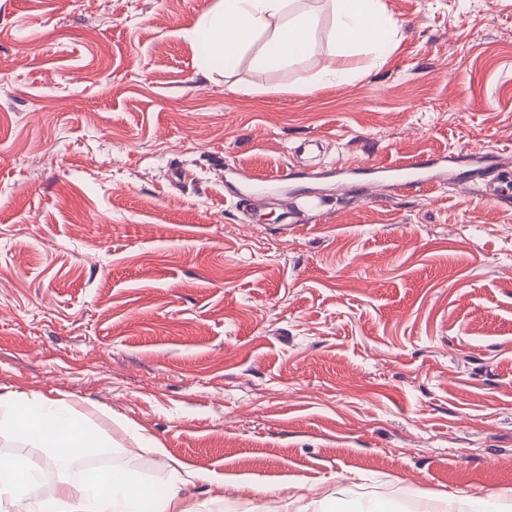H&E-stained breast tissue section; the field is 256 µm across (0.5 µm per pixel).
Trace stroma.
<instances>
[{
	"mask_svg": "<svg viewBox=\"0 0 512 512\" xmlns=\"http://www.w3.org/2000/svg\"><path fill=\"white\" fill-rule=\"evenodd\" d=\"M386 2L384 63L301 96L327 12L303 64L205 77L191 30L215 0H0V390L66 399L108 441L57 462L0 435L42 461L37 496L178 463L194 512H276L277 487L347 512L512 497V0ZM477 153L475 181L456 158ZM428 154L432 187L311 181L291 230L272 197L248 223L226 175Z\"/></svg>",
	"mask_w": 512,
	"mask_h": 512,
	"instance_id": "stroma-1",
	"label": "stroma"
}]
</instances>
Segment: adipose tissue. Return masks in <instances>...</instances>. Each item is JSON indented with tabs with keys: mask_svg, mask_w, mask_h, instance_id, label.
I'll return each mask as SVG.
<instances>
[{
	"mask_svg": "<svg viewBox=\"0 0 512 512\" xmlns=\"http://www.w3.org/2000/svg\"><path fill=\"white\" fill-rule=\"evenodd\" d=\"M299 0H216L195 31L207 45L208 60L251 56L255 67L278 70L308 57L321 24L318 10ZM332 15L330 55L310 74L299 76L297 89L307 94L348 83L357 70L348 61L359 54L382 60L387 34L399 23L384 0H328ZM16 433L54 459L78 458L100 447L96 427L62 400L0 392V434ZM39 467L28 460L0 456V512H187L182 490L187 477L172 472L160 486L134 483L122 468L65 480L46 499L35 500L30 487Z\"/></svg>",
	"mask_w": 512,
	"mask_h": 512,
	"instance_id": "ef3b65f1",
	"label": "adipose tissue"
}]
</instances>
